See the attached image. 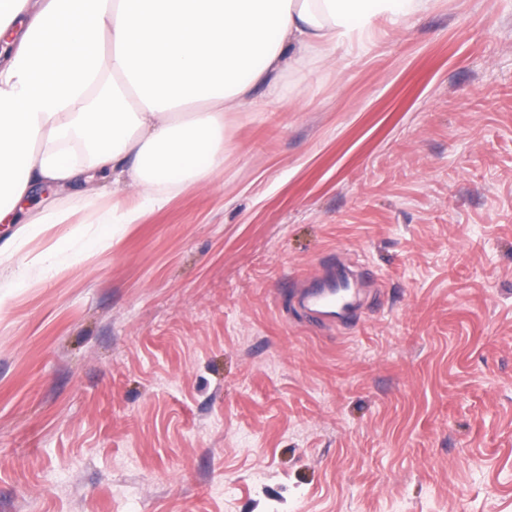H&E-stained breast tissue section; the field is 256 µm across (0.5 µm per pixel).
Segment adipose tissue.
<instances>
[{
    "mask_svg": "<svg viewBox=\"0 0 512 512\" xmlns=\"http://www.w3.org/2000/svg\"><path fill=\"white\" fill-rule=\"evenodd\" d=\"M431 0H0V224L34 189L81 188L97 236L19 261L0 288L57 277L172 194L224 170V125L289 76Z\"/></svg>",
    "mask_w": 512,
    "mask_h": 512,
    "instance_id": "adipose-tissue-1",
    "label": "adipose tissue"
}]
</instances>
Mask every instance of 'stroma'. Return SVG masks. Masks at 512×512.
I'll return each mask as SVG.
<instances>
[{
    "label": "stroma",
    "instance_id": "obj_1",
    "mask_svg": "<svg viewBox=\"0 0 512 512\" xmlns=\"http://www.w3.org/2000/svg\"><path fill=\"white\" fill-rule=\"evenodd\" d=\"M224 172L0 305V512H512V0H432ZM365 273L353 322L292 299Z\"/></svg>",
    "mask_w": 512,
    "mask_h": 512
}]
</instances>
